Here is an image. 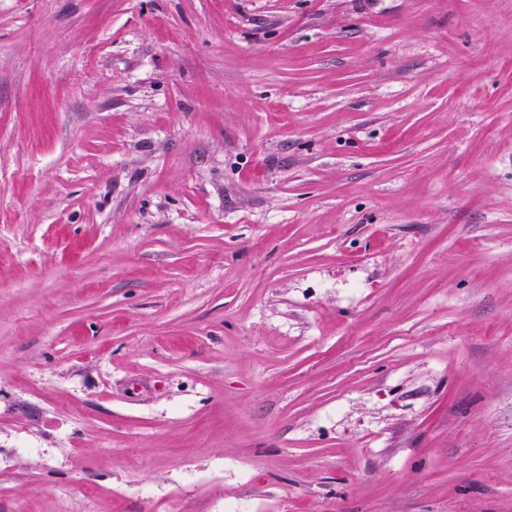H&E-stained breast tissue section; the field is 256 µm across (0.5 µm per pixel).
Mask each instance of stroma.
I'll use <instances>...</instances> for the list:
<instances>
[{"label": "stroma", "instance_id": "obj_1", "mask_svg": "<svg viewBox=\"0 0 512 512\" xmlns=\"http://www.w3.org/2000/svg\"><path fill=\"white\" fill-rule=\"evenodd\" d=\"M0 512H512V0H0Z\"/></svg>", "mask_w": 512, "mask_h": 512}]
</instances>
